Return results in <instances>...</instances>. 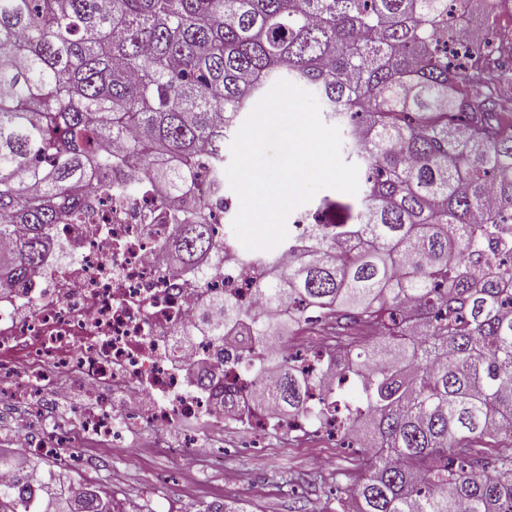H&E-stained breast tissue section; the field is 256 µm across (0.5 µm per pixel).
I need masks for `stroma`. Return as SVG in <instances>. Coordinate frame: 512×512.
<instances>
[{
  "mask_svg": "<svg viewBox=\"0 0 512 512\" xmlns=\"http://www.w3.org/2000/svg\"><path fill=\"white\" fill-rule=\"evenodd\" d=\"M208 434L221 443L216 461L191 455L177 460L149 448L114 462L112 480L130 500L155 489L154 512H168L172 505L197 512L218 499L244 501L250 512H308L314 501L336 512L335 478L354 472L350 449L331 439L277 436L255 443L223 427L209 428Z\"/></svg>",
  "mask_w": 512,
  "mask_h": 512,
  "instance_id": "1",
  "label": "stroma"
}]
</instances>
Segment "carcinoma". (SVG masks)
<instances>
[{"mask_svg": "<svg viewBox=\"0 0 512 512\" xmlns=\"http://www.w3.org/2000/svg\"><path fill=\"white\" fill-rule=\"evenodd\" d=\"M475 24L504 0H0V274L26 283L91 182L139 164L170 196L207 168L279 80L310 89L364 172L359 201L329 195L325 224L287 238L263 306L320 314L354 387L307 402L273 323L226 295L224 340L249 326L284 410L336 409L363 475L339 512H512V45L456 43L448 4ZM203 200L165 244L200 272L218 244ZM489 440L493 452L474 442ZM0 487V512H16Z\"/></svg>", "mask_w": 512, "mask_h": 512, "instance_id": "carcinoma-1", "label": "carcinoma"}]
</instances>
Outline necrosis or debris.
Wrapping results in <instances>:
<instances>
[{"instance_id": "4bbe7bcc", "label": "necrosis or debris", "mask_w": 512, "mask_h": 512, "mask_svg": "<svg viewBox=\"0 0 512 512\" xmlns=\"http://www.w3.org/2000/svg\"><path fill=\"white\" fill-rule=\"evenodd\" d=\"M448 23L459 28L462 43L482 42L490 33L512 40V6L485 27L461 26L454 13ZM114 181L141 190L108 201L87 192L78 221L54 234L50 254L30 284L0 277V398L27 405L31 420H52L55 429L51 439L18 432L15 464L0 470V484L14 483L24 462L37 456L48 459L53 474L68 477L74 488L111 498L114 512H147L107 481H89L73 447L93 441L123 455L165 448L176 457L189 453L204 459L213 453L202 431L210 423L256 438L342 435L334 414L291 417L264 403L266 385L230 364L251 346L252 337L236 335L220 343L212 338L218 326L212 298L229 293L242 305L257 307L264 269L234 246L203 275L185 274L178 262L164 260L160 247L170 231L164 218L179 210V203L145 189L140 170L118 173ZM185 330L196 339L175 365L171 356ZM300 350L296 367L310 379L309 400L315 404L327 383L323 371L335 364L336 353H314L307 342ZM69 381L78 385L73 413L64 421L51 419ZM228 385L234 389L229 399Z\"/></svg>"}]
</instances>
